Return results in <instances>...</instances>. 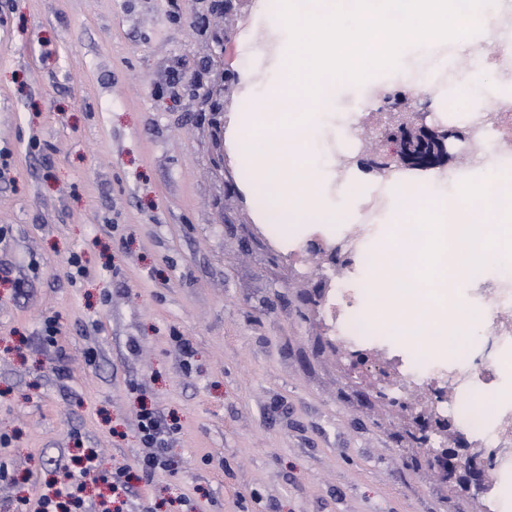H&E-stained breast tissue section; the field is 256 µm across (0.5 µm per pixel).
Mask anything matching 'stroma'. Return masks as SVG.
Masks as SVG:
<instances>
[{"mask_svg":"<svg viewBox=\"0 0 512 512\" xmlns=\"http://www.w3.org/2000/svg\"><path fill=\"white\" fill-rule=\"evenodd\" d=\"M201 0H0V447L9 476L0 512L36 498L79 449L105 470L139 472L141 406L176 420L170 468L135 481L137 512H474L428 468L396 414L331 350L301 278L269 229L243 159L225 145L237 113L280 83L274 58L252 50L255 0L231 35ZM477 62L494 77L475 101L512 95V67L480 33ZM406 61L432 70L435 94L379 81L390 99L438 116L468 64L460 45L432 41ZM183 76L177 95L164 86ZM229 73L228 111L202 112L199 75ZM343 111L379 98L338 86ZM86 269L70 285L72 256ZM59 330L48 344L43 321ZM189 353H182V345Z\"/></svg>","mask_w":512,"mask_h":512,"instance_id":"obj_1","label":"stroma"}]
</instances>
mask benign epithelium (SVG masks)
<instances>
[{"instance_id":"7a95c632","label":"benign epithelium","mask_w":512,"mask_h":512,"mask_svg":"<svg viewBox=\"0 0 512 512\" xmlns=\"http://www.w3.org/2000/svg\"><path fill=\"white\" fill-rule=\"evenodd\" d=\"M378 123L384 126L381 136L366 134L369 149L363 162L372 169H380L387 162L403 169L444 168L466 160L467 154L479 149V144L472 142L465 151L453 150L452 142L463 139L459 131L432 127L425 122L424 113L415 110L391 108L382 113ZM393 379L394 372L385 368L381 370L379 379L370 384L378 402L392 403L386 388ZM422 404L423 400L418 399L400 405L404 426L415 437L438 430V426L418 410ZM485 461V449L466 446L465 438L456 430L448 431L444 447L435 449L430 456L438 476L448 482L453 491L470 496H477L487 488Z\"/></svg>"}]
</instances>
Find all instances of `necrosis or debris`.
<instances>
[{"label":"necrosis or debris","mask_w":512,"mask_h":512,"mask_svg":"<svg viewBox=\"0 0 512 512\" xmlns=\"http://www.w3.org/2000/svg\"><path fill=\"white\" fill-rule=\"evenodd\" d=\"M462 129L483 143L478 160L504 161L499 143L512 134V109L497 105L488 113H470ZM377 176L382 188L367 197L361 222L346 225L326 255L314 262L303 261L302 269L305 274L330 281L321 307L333 318L337 335L351 349L377 350L395 366L399 382L389 390L392 397L405 400L414 390L438 389L431 403L434 419L455 426L490 456V487L483 497L486 512H512V496L504 493L505 487H512V398L489 410L470 401L477 391L499 388L505 376L512 375V262L500 261L495 276L476 277L467 291L464 303L480 313L486 341L477 357L439 356L448 337L432 320L424 327L430 350L426 356L421 354L419 344L395 342L377 334L363 310L376 292L371 271L379 264L370 235L373 221L385 205L384 186L409 179L410 174L391 167L379 170Z\"/></svg>","instance_id":"obj_1"}]
</instances>
